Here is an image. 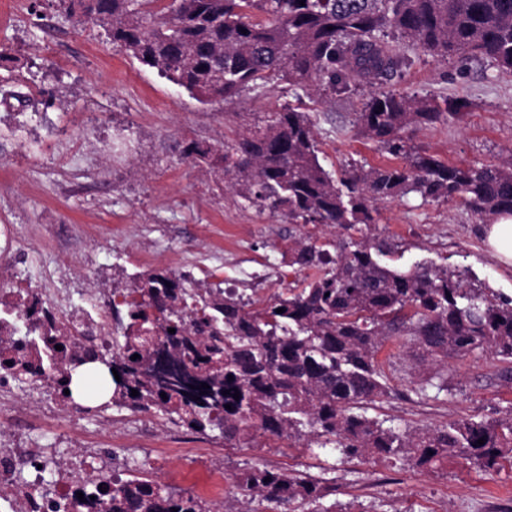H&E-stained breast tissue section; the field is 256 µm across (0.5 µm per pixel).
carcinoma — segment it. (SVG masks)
<instances>
[{"label": "carcinoma", "mask_w": 512, "mask_h": 512, "mask_svg": "<svg viewBox=\"0 0 512 512\" xmlns=\"http://www.w3.org/2000/svg\"><path fill=\"white\" fill-rule=\"evenodd\" d=\"M61 4L69 15L102 27L117 48L209 102L280 76L298 105L264 113L248 132L225 142L224 176L261 212L344 234L332 251L306 242L288 248L295 286L267 300L246 303L233 289L192 287L163 269L139 276L117 295L114 308H125L128 317L112 350L120 379L94 372L80 378L81 388L92 393L109 382L112 403L154 407L196 431L217 429L232 448L258 433L279 441L306 432L319 448L367 460L401 456L427 467L455 457L485 471L512 464V420L461 418L408 433L360 412L389 393L377 354L390 339L413 337L435 363L476 349L512 359V298L467 288L465 273L445 267L382 266L375 256L386 244L363 229L380 204L409 194L425 203L459 198L480 224L512 216V159L451 165L413 144L416 128L460 119L469 100L374 90L358 121L402 165L346 170L336 179L319 162L303 112V97L314 85L333 95L352 83L371 87L402 77L411 59L397 52L396 38L440 60L483 62L511 74L512 0ZM236 483L242 495L269 504L329 512L321 503L329 488L301 474L252 466ZM173 508L211 512L136 475L112 489V505L103 512Z\"/></svg>", "instance_id": "carcinoma-1"}]
</instances>
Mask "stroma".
Listing matches in <instances>:
<instances>
[{"instance_id": "obj_1", "label": "stroma", "mask_w": 512, "mask_h": 512, "mask_svg": "<svg viewBox=\"0 0 512 512\" xmlns=\"http://www.w3.org/2000/svg\"><path fill=\"white\" fill-rule=\"evenodd\" d=\"M13 60L0 66V225L24 234L27 253L14 276L33 269L74 287V303L89 294L132 287L138 274L166 269L216 286L254 260L281 267L290 240L337 238V230L295 226L260 212L224 179L215 155L259 113L287 104V84L271 76L239 97L204 104L119 51L104 30L77 22L58 0H0V47ZM412 60L399 88L411 95L466 97L462 119L413 134L415 146L454 165L499 164L512 155V74L484 72L407 47ZM25 107L2 106L10 92ZM368 89L313 98L305 111L321 165L340 176L349 164L396 165L355 124ZM212 159L186 157L190 144ZM369 237L384 239L382 264L406 271L434 264L467 275L472 288L512 298V268L489 251L483 227L460 200L424 203L409 195L380 205ZM378 360L389 394L367 414L403 431L433 428L461 417L512 419L511 363L477 350L444 367L386 343ZM448 391L418 397L434 376ZM106 417L86 420L101 447L120 451L118 463L179 493L180 470L220 467L225 484L247 465L297 471L332 486L324 505L338 512H512V468L485 472L451 458L422 470L406 460L348 458L309 438L276 442L260 436L226 447L219 431L197 433L167 416L108 404Z\"/></svg>"}]
</instances>
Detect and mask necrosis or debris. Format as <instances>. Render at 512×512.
I'll list each match as a JSON object with an SVG mask.
<instances>
[{"mask_svg": "<svg viewBox=\"0 0 512 512\" xmlns=\"http://www.w3.org/2000/svg\"><path fill=\"white\" fill-rule=\"evenodd\" d=\"M116 331L109 310L98 298H91L88 306L75 307L69 289L49 287L34 276L0 278V335L9 339L4 356L27 370L22 382L0 367V419L27 416L33 424L60 427L71 437H81L83 407L65 395L53 364L62 356L68 366L77 367L89 352L111 350ZM57 336L67 337L65 352L53 350L51 340ZM31 383L51 390L50 404L25 410ZM96 452L94 442L85 441L62 464L65 477L51 489L43 467L44 453L29 433H0V512H97L95 497L111 488L121 471L109 462L87 469L86 456ZM23 471L28 477L21 482L17 475Z\"/></svg>", "mask_w": 512, "mask_h": 512, "instance_id": "obj_1", "label": "necrosis or debris"}]
</instances>
